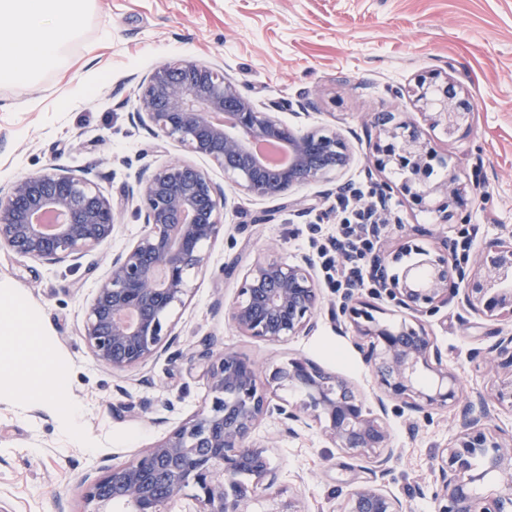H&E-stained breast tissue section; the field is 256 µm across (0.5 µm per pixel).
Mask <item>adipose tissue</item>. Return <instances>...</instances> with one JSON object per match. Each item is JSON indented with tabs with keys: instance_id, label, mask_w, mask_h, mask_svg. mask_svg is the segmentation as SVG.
Masks as SVG:
<instances>
[{
	"instance_id": "obj_1",
	"label": "adipose tissue",
	"mask_w": 512,
	"mask_h": 512,
	"mask_svg": "<svg viewBox=\"0 0 512 512\" xmlns=\"http://www.w3.org/2000/svg\"><path fill=\"white\" fill-rule=\"evenodd\" d=\"M93 0H0V84L24 87L58 63L80 32ZM67 372L48 342L40 316L0 282V396L52 403L69 428L76 412L64 403Z\"/></svg>"
}]
</instances>
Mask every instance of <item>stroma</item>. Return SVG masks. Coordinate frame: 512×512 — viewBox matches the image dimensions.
<instances>
[{
    "label": "stroma",
    "instance_id": "stroma-1",
    "mask_svg": "<svg viewBox=\"0 0 512 512\" xmlns=\"http://www.w3.org/2000/svg\"><path fill=\"white\" fill-rule=\"evenodd\" d=\"M184 59L232 78L262 111L299 134L336 133L349 161L328 179L294 189L284 200L229 194L224 233L207 246V269L191 275L192 292L172 314L178 336L171 352L123 375L98 365L82 339L85 307L113 252L143 231L131 211L118 216L112 240L81 266L47 265L0 250V281L37 311L67 365L66 401L77 405L80 437L51 408L0 398V512H81V480L102 458L125 462L161 440L207 397L196 355L232 352L269 370L304 357L347 378L362 394L375 388L342 298L324 288L314 335L272 344L225 321L247 267L270 252L297 261L314 257L309 227L336 222V197L372 191L390 222L377 253L401 254L394 271L415 264L418 249L445 250L461 227H477L470 268L485 242L512 234V0H94L61 63L23 88L0 84V186L48 168L88 171L113 200L137 185L145 167L180 159L226 186L223 169L134 123L137 83L156 66ZM434 71L474 103L469 131L446 136L430 127L415 101L418 76ZM412 117L467 191L458 220L434 213L393 191L400 177L376 171L373 117ZM423 324L448 355L464 394L489 399L494 426L512 434V405L490 400L494 380L483 362L499 332L512 323L483 320L449 303ZM174 401L176 414L162 404ZM387 424L398 456L383 490L407 512H431L437 458L456 431L453 412H411L388 405ZM256 442L268 446L277 488L304 512H336L345 493L369 480L364 461L327 441L319 427L288 433L274 418Z\"/></svg>",
    "mask_w": 512,
    "mask_h": 512
}]
</instances>
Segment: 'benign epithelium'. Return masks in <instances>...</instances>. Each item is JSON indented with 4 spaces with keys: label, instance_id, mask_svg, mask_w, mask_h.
<instances>
[{
    "label": "benign epithelium",
    "instance_id": "benign-epithelium-1",
    "mask_svg": "<svg viewBox=\"0 0 512 512\" xmlns=\"http://www.w3.org/2000/svg\"><path fill=\"white\" fill-rule=\"evenodd\" d=\"M134 121L156 138L174 140L205 156L231 176L232 186L261 199L279 200L296 186L326 178L346 165L348 155L335 134H295L269 112H262L229 77L193 60L165 63L138 84ZM416 101L430 124L448 133L468 129L471 101L456 85L419 81ZM233 116V130L224 115ZM377 128L376 164L384 170L402 157L412 159L399 191L413 195L421 163L434 159L411 121L386 115ZM294 140V166L275 176L246 148L254 136ZM463 187L456 175L415 196L439 213L446 224L458 215ZM224 190L201 169L175 161L153 169L117 203L88 173L52 169L30 173L8 187L0 186V249L48 265L78 266L86 253L112 239L116 210L132 208L143 220L142 234L112 255L87 305L81 336L102 366L120 375L146 365L176 341L171 315L190 292L189 276L206 269L204 246L224 225L219 212ZM50 210L62 218L53 233L32 222ZM399 274L388 267L399 256H378L374 270L397 307L416 325L380 324L367 304L349 300L344 307L361 346L378 393L374 402L350 381L327 373L304 358L260 375L258 368L234 353L198 357L210 402L177 425L162 441L123 464L87 472L83 512H169L172 502L192 488L193 512H252L257 487L267 490L262 512H303L293 498L273 490L276 475L268 449L252 435L266 417L294 426H321L333 447L370 465L372 476L384 475L398 455L385 415L386 401L411 412L459 408L456 433L441 455L433 497L434 512H512V439L490 425L487 400L461 403L457 376L445 354L417 317L452 301L488 319L512 318V234L487 241L476 270H464L445 254L430 255ZM323 295L311 262L294 263L273 253L257 258L245 271L225 319L246 336L280 342L317 329ZM486 366L495 378L493 399L512 403V333L497 338ZM437 376L434 386L420 383L423 371ZM299 391L301 403L274 401L281 387ZM336 512H405L403 502L369 481L348 492Z\"/></svg>",
    "mask_w": 512,
    "mask_h": 512
}]
</instances>
